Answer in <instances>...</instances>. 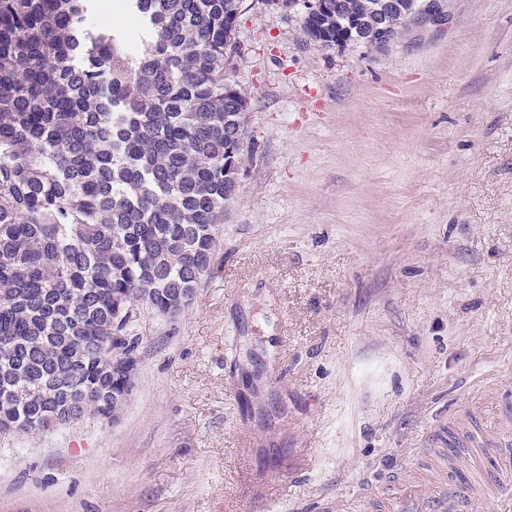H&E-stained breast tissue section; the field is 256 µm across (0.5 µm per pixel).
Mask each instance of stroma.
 I'll return each mask as SVG.
<instances>
[{
	"mask_svg": "<svg viewBox=\"0 0 512 512\" xmlns=\"http://www.w3.org/2000/svg\"><path fill=\"white\" fill-rule=\"evenodd\" d=\"M375 51L243 0L248 101L214 270L140 307L118 420L0 439V512H362L512 403V0Z\"/></svg>",
	"mask_w": 512,
	"mask_h": 512,
	"instance_id": "1",
	"label": "stroma"
}]
</instances>
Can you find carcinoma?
<instances>
[{"mask_svg": "<svg viewBox=\"0 0 512 512\" xmlns=\"http://www.w3.org/2000/svg\"><path fill=\"white\" fill-rule=\"evenodd\" d=\"M0 0V433L112 411V304L165 314L213 265L247 100L224 81L241 0ZM305 35L353 41L377 0Z\"/></svg>", "mask_w": 512, "mask_h": 512, "instance_id": "obj_1", "label": "carcinoma"}]
</instances>
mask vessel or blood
I'll return each mask as SVG.
<instances>
[{
    "mask_svg": "<svg viewBox=\"0 0 512 512\" xmlns=\"http://www.w3.org/2000/svg\"><path fill=\"white\" fill-rule=\"evenodd\" d=\"M481 447L494 449L495 470L499 474L512 473V441L500 437L484 439ZM420 460L401 467L390 476L383 491L367 497V512H471L484 488L477 482H461L455 475L438 480L431 489H423L415 470Z\"/></svg>",
    "mask_w": 512,
    "mask_h": 512,
    "instance_id": "vessel-or-blood-1",
    "label": "vessel or blood"
}]
</instances>
